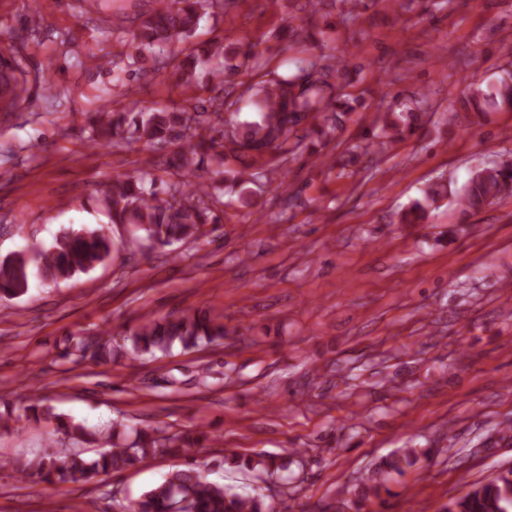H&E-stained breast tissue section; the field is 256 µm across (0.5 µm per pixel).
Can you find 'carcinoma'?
Returning <instances> with one entry per match:
<instances>
[{
    "mask_svg": "<svg viewBox=\"0 0 512 512\" xmlns=\"http://www.w3.org/2000/svg\"><path fill=\"white\" fill-rule=\"evenodd\" d=\"M127 0H99L97 8L112 11L118 23L112 30L123 35L126 50L108 60L110 72L119 73L112 93L129 99L125 111L101 109L88 124V141L114 149L142 142L152 151L169 153L160 162L158 175L148 170L137 176L118 177L104 191V203L114 224H130L136 234L126 247L139 245L141 239L170 246L206 234L204 227L217 224L214 209L222 204L224 189L239 190L245 198L249 186L265 177L263 167L246 164L236 170L228 161L239 162L249 156L263 158L264 149L287 156L300 147L307 137L311 114H322L317 134H329L343 125L353 110L357 97L343 93L349 83L348 69L342 62L319 55L303 61L292 73H280L261 60L254 46L247 45L226 57L224 43L213 42L197 47L192 39L200 21L224 11L230 0H169L164 9L145 16L140 25L129 30L124 26ZM180 55L176 64L179 85L185 104L141 108L133 98L132 87L120 74L132 76L145 62L160 71L170 57ZM213 56L224 57V66L211 73L210 96L195 95L201 69ZM512 109V72H506L496 84L484 90H471L464 104L474 111L483 105ZM418 116L413 112H396L387 107L380 117L376 138L399 140L414 132ZM512 170L503 166L478 167L461 189L448 191V184L437 182L423 191L402 211L399 223L422 224L427 209L443 199L460 207L477 209L507 191ZM114 243L98 230L66 231L55 243L35 252H20L0 260V299L11 300L26 294L32 275L43 281L68 280L87 273L109 258ZM227 327L224 313L216 310L186 311L160 318L145 317L126 329L120 339L127 355L137 359L156 353L168 354L173 348L184 351L224 339ZM114 336L79 339L64 356L80 361H112ZM29 417L54 419L66 433L82 438L86 428L71 424L62 416L36 402L26 407ZM104 450L88 458L77 448L48 444L30 459L6 461L20 479L55 486L87 482L97 473L109 474L136 467L149 456L187 454L201 447L206 438L202 431L170 433L161 427L143 428L132 440L124 437L119 423L92 433ZM424 452L401 448L382 464L368 471L354 489L360 507L375 504L385 507L382 498L387 475H402L414 467ZM224 463L246 472L262 471L271 476L285 473L290 461L257 454L224 457ZM124 512H278V507L261 493L245 494L230 484L208 481L203 473L189 465L168 474L161 483L130 501ZM443 512H512V469L481 485L476 492L451 499Z\"/></svg>",
    "mask_w": 512,
    "mask_h": 512,
    "instance_id": "cac0c4a2",
    "label": "carcinoma"
}]
</instances>
